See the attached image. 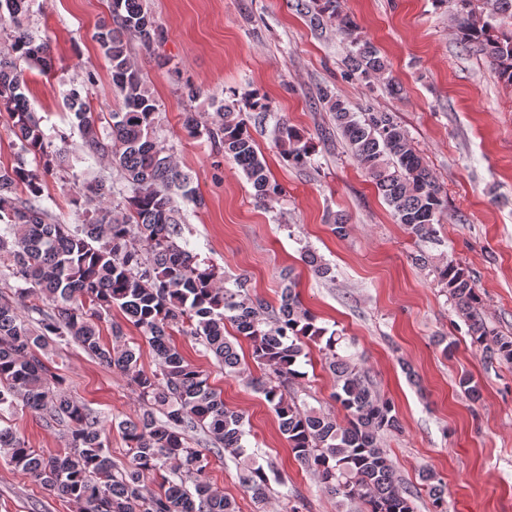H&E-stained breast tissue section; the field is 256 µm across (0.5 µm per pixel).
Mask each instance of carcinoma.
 <instances>
[{
  "label": "carcinoma",
  "mask_w": 512,
  "mask_h": 512,
  "mask_svg": "<svg viewBox=\"0 0 512 512\" xmlns=\"http://www.w3.org/2000/svg\"><path fill=\"white\" fill-rule=\"evenodd\" d=\"M455 5L456 35L494 66L512 85V32L496 26L512 20V0H437ZM340 0H313L311 23L334 24L351 43L349 75L383 83L393 95L401 91L378 49L358 34V25L342 13ZM29 0H0V20L13 24L11 43L0 52V111L13 119L19 141L16 165L0 167V278L21 283L13 296L0 295V408L21 406L48 424L67 428V447L51 454L29 447L9 426H0V453L44 489L74 504L78 512H238L234 499L206 480L211 457L228 454L242 464L241 484L252 498L271 499V478L249 452L243 415L224 406L208 376L188 362L170 342L173 329L194 336L214 355L224 371L244 373L227 324L247 338L252 357L272 375L255 385L275 413L281 433L295 458L315 471L324 491L349 503L360 501L365 512H415V493L395 475L381 437L401 430L394 406L381 397L367 376L336 352V332L317 324L288 283L279 307L250 293L248 278L229 282L212 265L205 267L187 250V239L174 195L192 194L190 177L154 137L158 104L142 73L132 64L127 42L138 39L149 49L163 33L143 0H111L110 21L97 41L110 66L121 108L94 117L88 97L96 83L89 72L78 86L64 92L74 111L82 151L121 171L128 195L122 204L107 201L103 183L80 188L74 204L85 200L92 213L82 224H66L43 205L42 179L26 168L25 155L43 163L44 172L70 168L66 150L54 144L42 119L27 105L25 71L51 65L50 46L24 25ZM317 100L336 119L349 150L392 208L398 223L425 242L435 240L434 225L445 208L440 187L424 157L392 112L366 108L355 112L329 88ZM184 128L201 132L224 156L241 167L255 190L256 202L267 205L282 193L268 175L247 120L234 102H224L217 120L201 125L185 113ZM284 160L297 167L311 163L314 144L298 129L282 123L274 132ZM305 261L320 278L332 269L309 249ZM458 315L468 325L473 344L491 360L512 364V336L488 326L479 311L474 280L451 257L430 263ZM121 310L140 329L155 353L156 369L146 372L140 351L123 341V327L111 322L112 342L102 341L101 323ZM325 341L335 376L334 397L346 411V422L302 407L288 398L285 386L304 378L301 358L310 341ZM78 344L99 364L117 368L136 387L143 412L137 420L119 422L131 459L122 469L109 455L100 415L73 396L50 365V350ZM163 478V491L149 494L145 482ZM432 512H448L445 486L422 471Z\"/></svg>",
  "instance_id": "1"
}]
</instances>
